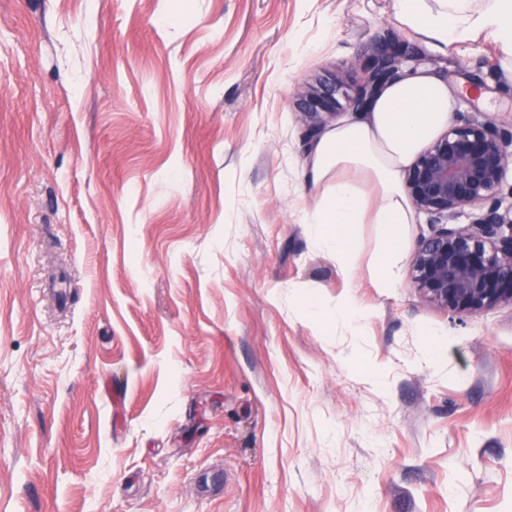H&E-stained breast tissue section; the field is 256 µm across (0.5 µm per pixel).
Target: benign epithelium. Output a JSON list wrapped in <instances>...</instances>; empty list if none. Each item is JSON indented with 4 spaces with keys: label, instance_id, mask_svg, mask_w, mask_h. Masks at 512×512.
Returning <instances> with one entry per match:
<instances>
[{
    "label": "benign epithelium",
    "instance_id": "obj_1",
    "mask_svg": "<svg viewBox=\"0 0 512 512\" xmlns=\"http://www.w3.org/2000/svg\"><path fill=\"white\" fill-rule=\"evenodd\" d=\"M418 49L394 33L353 65L358 78L352 111L367 109L389 82L419 63ZM336 79L302 83L296 90L309 143L336 116ZM512 165V127L480 113L465 115L424 148L405 171L406 192L433 221L412 257L413 281L428 301L460 316L512 304V203L502 184ZM469 210V224L453 221Z\"/></svg>",
    "mask_w": 512,
    "mask_h": 512
}]
</instances>
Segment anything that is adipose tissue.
Returning a JSON list of instances; mask_svg holds the SVG:
<instances>
[{"instance_id": "adipose-tissue-1", "label": "adipose tissue", "mask_w": 512, "mask_h": 512, "mask_svg": "<svg viewBox=\"0 0 512 512\" xmlns=\"http://www.w3.org/2000/svg\"><path fill=\"white\" fill-rule=\"evenodd\" d=\"M398 23L425 42L448 47L489 38L512 62V0H395ZM459 87L420 68L387 85L365 112L330 126L305 151L303 175L314 191L305 216L311 245L352 271L357 227L384 228L374 284L395 287L396 234L416 223L404 172L456 117Z\"/></svg>"}]
</instances>
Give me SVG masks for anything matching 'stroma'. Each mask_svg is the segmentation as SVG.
Listing matches in <instances>:
<instances>
[{"mask_svg":"<svg viewBox=\"0 0 512 512\" xmlns=\"http://www.w3.org/2000/svg\"><path fill=\"white\" fill-rule=\"evenodd\" d=\"M389 32L512 124L393 0H0V512H512V305L418 292L426 213L393 288L303 222L292 95Z\"/></svg>","mask_w":512,"mask_h":512,"instance_id":"35a3bbf8","label":"stroma"}]
</instances>
